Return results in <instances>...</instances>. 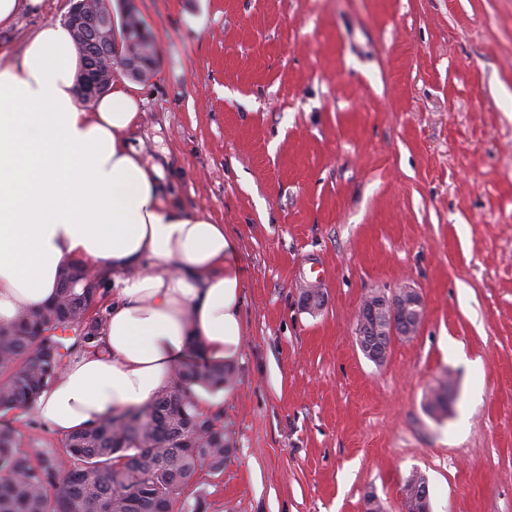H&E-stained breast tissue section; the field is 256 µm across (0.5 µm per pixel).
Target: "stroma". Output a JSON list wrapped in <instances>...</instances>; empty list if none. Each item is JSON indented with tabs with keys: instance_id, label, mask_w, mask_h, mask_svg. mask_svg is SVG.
<instances>
[{
	"instance_id": "35a3bbf8",
	"label": "stroma",
	"mask_w": 512,
	"mask_h": 512,
	"mask_svg": "<svg viewBox=\"0 0 512 512\" xmlns=\"http://www.w3.org/2000/svg\"><path fill=\"white\" fill-rule=\"evenodd\" d=\"M135 2L156 65L132 137L244 275L209 512H405L415 472L431 512H512V0ZM62 19L21 12L0 62ZM408 284L426 319L375 363L360 303ZM9 419L22 449L59 447Z\"/></svg>"
}]
</instances>
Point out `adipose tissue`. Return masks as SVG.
I'll return each mask as SVG.
<instances>
[{
  "label": "adipose tissue",
  "instance_id": "ef3b65f1",
  "mask_svg": "<svg viewBox=\"0 0 512 512\" xmlns=\"http://www.w3.org/2000/svg\"><path fill=\"white\" fill-rule=\"evenodd\" d=\"M80 68L57 23L0 68V324L50 304L67 265L112 274L101 351L74 355L33 408L63 436L150 404L190 351L229 369L244 343L236 239L183 210L129 141L135 86L85 102Z\"/></svg>",
  "mask_w": 512,
  "mask_h": 512
}]
</instances>
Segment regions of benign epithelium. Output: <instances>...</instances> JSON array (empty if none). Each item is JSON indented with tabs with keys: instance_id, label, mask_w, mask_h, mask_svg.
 Masks as SVG:
<instances>
[{
	"instance_id": "obj_1",
	"label": "benign epithelium",
	"mask_w": 512,
	"mask_h": 512,
	"mask_svg": "<svg viewBox=\"0 0 512 512\" xmlns=\"http://www.w3.org/2000/svg\"><path fill=\"white\" fill-rule=\"evenodd\" d=\"M66 11L64 23L77 32L83 44V67L79 86L83 95L93 99L112 88L118 80V72L108 66L106 72L99 70L98 63L108 64L114 54V45L105 38L104 31L115 26L112 7H102L99 0H64ZM120 68L130 77L143 80L150 64L137 51L129 49L120 58ZM426 305L422 293L403 286L392 295L370 294L362 302L357 315L358 338L384 336L388 345L368 351L372 360L385 361L391 343L397 339H408L418 332L423 323Z\"/></svg>"
}]
</instances>
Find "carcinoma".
I'll return each mask as SVG.
<instances>
[{
	"label": "carcinoma",
	"instance_id": "cac0c4a2",
	"mask_svg": "<svg viewBox=\"0 0 512 512\" xmlns=\"http://www.w3.org/2000/svg\"><path fill=\"white\" fill-rule=\"evenodd\" d=\"M119 37L153 53L133 21ZM62 279L69 287L51 306L0 326L1 416L30 410L68 358L100 346L104 272L73 265ZM228 382L224 363L193 350L149 405L70 434L60 448L24 451L16 428L0 423V512H209L205 480L223 472L231 448L221 413L202 409L196 389ZM447 406V392L430 390L429 411ZM426 486L420 473L406 479V508L429 512Z\"/></svg>",
	"mask_w": 512,
	"mask_h": 512
}]
</instances>
